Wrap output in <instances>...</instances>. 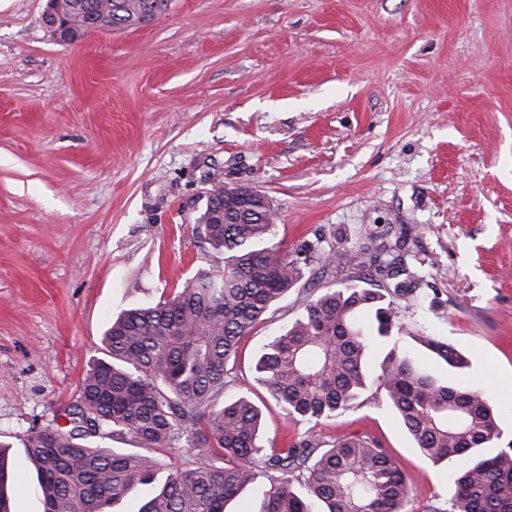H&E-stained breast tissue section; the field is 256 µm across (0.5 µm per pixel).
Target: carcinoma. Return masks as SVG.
Instances as JSON below:
<instances>
[{
    "instance_id": "obj_1",
    "label": "carcinoma",
    "mask_w": 512,
    "mask_h": 512,
    "mask_svg": "<svg viewBox=\"0 0 512 512\" xmlns=\"http://www.w3.org/2000/svg\"><path fill=\"white\" fill-rule=\"evenodd\" d=\"M143 3L70 0L68 10L76 32L92 7L131 28ZM221 209L224 223H211ZM195 224L209 267L157 301L121 310L104 336L109 360L93 362L81 382L72 426L33 428L22 439L44 512H106L143 485L153 495L139 512H227L262 476L270 489L258 512H405V478L371 437L305 435L278 447L265 439L262 410L248 394L224 398L240 342L307 275L331 285L298 294L300 312L254 367L288 421L332 419L373 385L426 461L456 465L454 496L429 512H512V444L497 446L501 411L484 389L423 367L394 336L397 300L421 297L422 271L408 262L406 241L369 231L356 246L290 257L273 243L270 201L220 181ZM418 340L448 368L469 367L453 345L429 334ZM376 346L389 351L373 373ZM115 437L132 447L95 445ZM184 447L200 461L158 457ZM8 448L0 442V512H12Z\"/></svg>"
}]
</instances>
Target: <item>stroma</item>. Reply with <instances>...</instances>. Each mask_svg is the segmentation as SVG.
Returning <instances> with one entry per match:
<instances>
[{"label":"stroma","mask_w":512,"mask_h":512,"mask_svg":"<svg viewBox=\"0 0 512 512\" xmlns=\"http://www.w3.org/2000/svg\"><path fill=\"white\" fill-rule=\"evenodd\" d=\"M46 0H0V440L13 512H43L20 444L62 425L113 313L207 265L194 219L212 181L251 186L276 241L352 246L401 227L422 263L404 347L508 414L512 442V0H171L135 29L71 44ZM296 292L245 337L225 397L250 392L268 439L368 435L427 512L455 491L375 390L314 426L288 423L253 379ZM47 29L60 42L69 39V29L72 23L67 17V8L62 0H48L47 8L42 15ZM417 339L432 354L442 360L448 368L457 370L468 368L469 363L467 359L448 342L441 341L435 336L429 334L418 336Z\"/></svg>","instance_id":"35a3bbf8"}]
</instances>
